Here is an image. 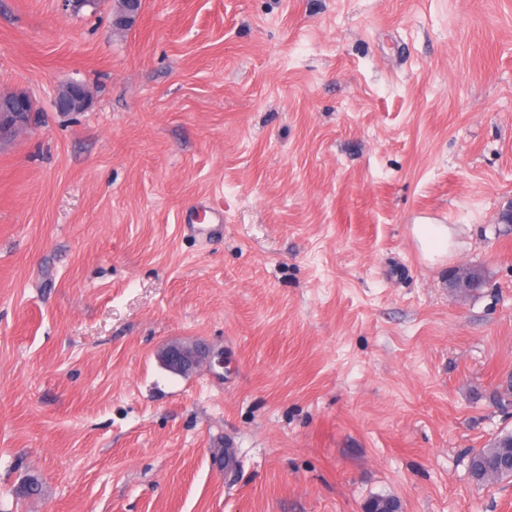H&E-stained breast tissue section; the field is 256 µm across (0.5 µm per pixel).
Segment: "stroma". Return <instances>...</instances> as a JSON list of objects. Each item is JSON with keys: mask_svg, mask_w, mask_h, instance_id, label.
I'll return each mask as SVG.
<instances>
[{"mask_svg": "<svg viewBox=\"0 0 512 512\" xmlns=\"http://www.w3.org/2000/svg\"><path fill=\"white\" fill-rule=\"evenodd\" d=\"M119 11L0 0V512H512V0ZM67 95L57 94L54 105L57 111L63 112L74 109L84 111L91 102V92L87 85L81 82H66ZM33 110L25 97H15L13 101L0 102V137L28 127L33 120ZM449 282L452 288L457 289L461 293H467L473 289L480 288L484 283L481 270L472 265L458 267L453 270ZM157 356L166 370L177 375H188L201 364L195 349L183 343L168 344L158 351ZM511 440H512V432L511 433L507 432V433H504V435H502V436L496 437L494 439V441L488 446V448H480V449H476L475 451L472 452L470 460H469V472L471 474L472 479L476 482L477 485L483 486L486 483L484 482L483 479H481V475L475 474L473 472L472 467H473L474 461H481L483 459L490 460L493 458L494 464L492 467L494 468V471H496V470L499 471L494 482L501 481L503 479L512 477V472H510L508 469H504L501 466V460L496 455V453L500 452V450L502 448H512L511 447L512 442L507 444L506 446L502 445L501 448H496V447L500 446L502 443H508Z\"/></svg>", "mask_w": 512, "mask_h": 512, "instance_id": "stroma-1", "label": "stroma"}]
</instances>
